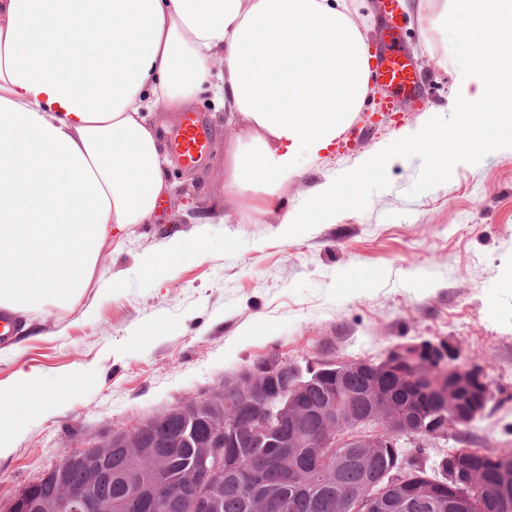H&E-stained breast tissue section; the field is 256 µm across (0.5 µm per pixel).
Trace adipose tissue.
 <instances>
[{
  "instance_id": "obj_1",
  "label": "adipose tissue",
  "mask_w": 512,
  "mask_h": 512,
  "mask_svg": "<svg viewBox=\"0 0 512 512\" xmlns=\"http://www.w3.org/2000/svg\"><path fill=\"white\" fill-rule=\"evenodd\" d=\"M370 59L347 0H0V309L107 289L110 232L171 192L150 110L246 116L231 184L271 200L362 111Z\"/></svg>"
}]
</instances>
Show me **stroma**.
Here are the masks:
<instances>
[{
  "mask_svg": "<svg viewBox=\"0 0 512 512\" xmlns=\"http://www.w3.org/2000/svg\"><path fill=\"white\" fill-rule=\"evenodd\" d=\"M404 15L400 37L424 81L425 101L383 111L373 87L351 128L283 189L276 206L224 191L228 158L249 125L224 120L212 93L192 109L215 129L210 151L190 168L171 161L172 193L156 223L112 235L98 269L113 288L89 285L68 308L19 314L20 333L0 342V412L20 431L0 458V512L14 494L69 454L103 443L170 409L221 390L227 378L276 354L379 359L424 336L455 342L462 361L483 367L493 393L449 447L512 456V152L456 167L448 185L415 198L421 163L387 167L390 185L365 211H345L295 237L281 219L429 108H447L456 73L437 17ZM202 246L170 257L173 237ZM158 256L147 266L148 256ZM46 379L31 399L20 373Z\"/></svg>",
  "mask_w": 512,
  "mask_h": 512,
  "instance_id": "stroma-1",
  "label": "stroma"
}]
</instances>
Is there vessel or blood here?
<instances>
[{"label":"vessel or blood","mask_w":512,"mask_h":512,"mask_svg":"<svg viewBox=\"0 0 512 512\" xmlns=\"http://www.w3.org/2000/svg\"><path fill=\"white\" fill-rule=\"evenodd\" d=\"M372 82L390 91L391 102L405 98L422 99L423 91L416 70L397 38L380 47L372 67ZM214 131L204 114L182 113L176 128L174 149L180 162L197 165L207 154Z\"/></svg>","instance_id":"b4317fda"}]
</instances>
